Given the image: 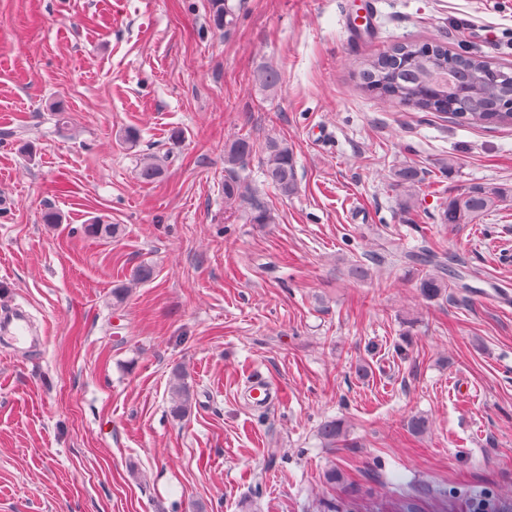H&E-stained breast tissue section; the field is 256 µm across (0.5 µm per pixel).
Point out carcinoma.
I'll return each instance as SVG.
<instances>
[{"label":"carcinoma","mask_w":512,"mask_h":512,"mask_svg":"<svg viewBox=\"0 0 512 512\" xmlns=\"http://www.w3.org/2000/svg\"><path fill=\"white\" fill-rule=\"evenodd\" d=\"M209 19L214 29L226 31L235 24V10L228 0H209ZM365 87L397 104L413 107L422 112H443L444 104L452 106L459 122L485 127L512 123V112H501L502 101L512 98V75L491 65L483 57L472 53L448 52L442 44L432 45L423 53L417 43H405L366 61L361 72ZM254 151V144L246 138L232 142L225 152L229 165L224 178V200L229 207H241L251 224H272L271 210L250 187L241 180L238 170L245 168ZM263 175L265 182L282 194L295 186V160L288 144L269 139L264 146ZM161 165L151 158L140 159L137 177L143 183L156 179ZM504 198L496 188L473 187L450 198L444 205L440 223L448 225L470 224L482 214L495 209ZM409 260L426 271L419 286L428 297L440 294L454 286V275L447 257L424 249L408 254ZM172 413L182 418L190 411L192 393L180 371L173 373L171 382ZM324 443L336 446L342 435L340 425L325 423L320 431Z\"/></svg>","instance_id":"cac0c4a2"}]
</instances>
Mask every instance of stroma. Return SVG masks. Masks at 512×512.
<instances>
[{"label":"stroma","mask_w":512,"mask_h":512,"mask_svg":"<svg viewBox=\"0 0 512 512\" xmlns=\"http://www.w3.org/2000/svg\"><path fill=\"white\" fill-rule=\"evenodd\" d=\"M229 3L224 33L208 0H0V309L34 330L0 335V512H512V124L359 78L403 42L512 69V0ZM270 137L293 150L286 196L261 174ZM240 138L274 223L224 202ZM476 185L504 192L497 210L442 224ZM98 220L121 235H88ZM421 247L469 291L425 297ZM254 375L279 402L246 403ZM235 17L228 0H209V19L214 29L227 31L235 24ZM172 413L182 418L190 411L192 393L181 371H175L171 382Z\"/></svg>","instance_id":"stroma-1"}]
</instances>
